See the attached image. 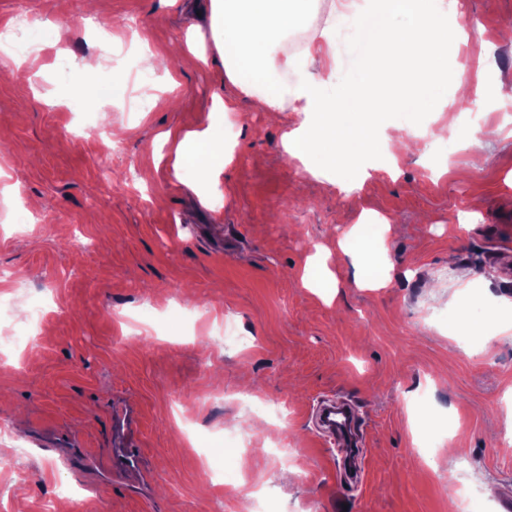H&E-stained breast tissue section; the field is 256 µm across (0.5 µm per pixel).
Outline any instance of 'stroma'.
<instances>
[{
  "label": "stroma",
  "instance_id": "1",
  "mask_svg": "<svg viewBox=\"0 0 512 512\" xmlns=\"http://www.w3.org/2000/svg\"><path fill=\"white\" fill-rule=\"evenodd\" d=\"M478 27L466 65L512 84V0H459ZM27 11L57 26L66 68L0 56V319L36 308L0 346V512H454L477 488L483 512L512 501V101L430 115L438 158L405 152L396 178L344 197L306 177L272 119L243 103L229 127L236 160L211 211L190 176L153 150L170 129L209 123L226 91L219 60L175 56L182 18L162 0H0V28ZM110 42L149 46L156 70L114 74ZM479 129L473 159L463 136ZM148 183H141L144 171ZM387 217L395 276L360 288L332 263L335 297L299 287L314 251L362 211ZM473 223H460L463 212ZM240 339L217 342L225 319ZM328 393L353 403L366 433L365 476L315 437ZM141 417L135 471L113 465L112 418Z\"/></svg>",
  "mask_w": 512,
  "mask_h": 512
}]
</instances>
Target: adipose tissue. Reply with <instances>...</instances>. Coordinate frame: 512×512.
<instances>
[{"instance_id":"ef3b65f1","label":"adipose tissue","mask_w":512,"mask_h":512,"mask_svg":"<svg viewBox=\"0 0 512 512\" xmlns=\"http://www.w3.org/2000/svg\"><path fill=\"white\" fill-rule=\"evenodd\" d=\"M315 0H184L183 11L199 14V22L184 31V46L199 60L220 57L229 85L215 96L208 126L202 130L164 133L171 145L175 175L194 171L198 192L223 207L217 197L219 177L235 159V146L224 129L241 121L243 102L265 112L289 110L302 116L281 135V146L304 172L320 177L338 169L335 186L351 194L373 176L395 174L390 159L407 148L398 138L376 158L371 129L388 113L419 114L436 105L447 77L448 46L460 42L465 28L449 23L447 0H330L321 26H313ZM309 37L299 53L278 54L281 41L297 30ZM347 32L359 49L351 80L337 84L336 35ZM293 72L298 82L284 94L275 75ZM342 137L343 151L333 141ZM390 225L380 216L364 213L359 223L339 240L341 255L358 254L362 288H382L391 280L388 257Z\"/></svg>"}]
</instances>
